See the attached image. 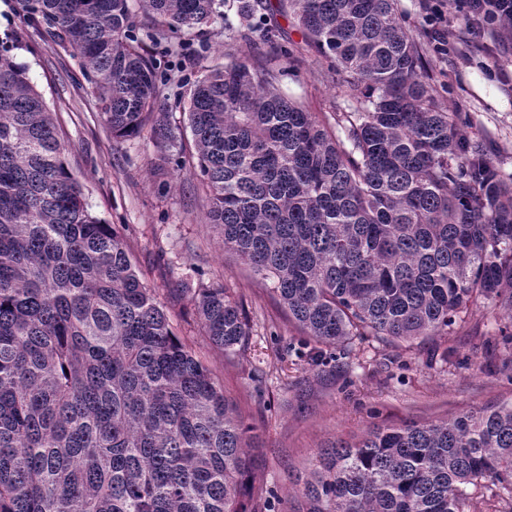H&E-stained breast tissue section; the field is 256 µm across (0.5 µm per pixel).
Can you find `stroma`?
Wrapping results in <instances>:
<instances>
[{"label": "stroma", "mask_w": 512, "mask_h": 512, "mask_svg": "<svg viewBox=\"0 0 512 512\" xmlns=\"http://www.w3.org/2000/svg\"><path fill=\"white\" fill-rule=\"evenodd\" d=\"M406 27L420 46L440 107L460 134L483 142L503 175H512V94L498 73L512 76V34L494 29V54L438 55L419 0H400ZM281 43L297 48L284 59L279 43L256 40L223 23L203 42L184 48V36L166 34L152 51L169 75L159 99L188 96L193 80L229 58L281 70L280 87L321 119L335 120L347 102L336 78L306 45L292 17L269 12ZM17 39L18 62L43 93L68 146L67 163L93 213L116 225L147 287L179 336L211 369L251 425L250 442L263 453L256 485L270 512H290L297 490L322 449L360 437L368 428L452 418L512 401V338L503 318L473 309L466 324L444 337H426L406 349L373 343L340 350L310 341L289 321L271 290L210 224V200L191 166L197 162L182 112L184 171L163 163L150 131L115 138L100 120V104L80 60L43 26L27 23L19 0H0V34ZM221 285L242 303L250 325L244 349L229 357L208 344L196 315V288Z\"/></svg>", "instance_id": "obj_1"}]
</instances>
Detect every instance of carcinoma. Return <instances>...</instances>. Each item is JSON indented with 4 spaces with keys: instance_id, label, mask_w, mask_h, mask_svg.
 <instances>
[{
    "instance_id": "obj_1",
    "label": "carcinoma",
    "mask_w": 512,
    "mask_h": 512,
    "mask_svg": "<svg viewBox=\"0 0 512 512\" xmlns=\"http://www.w3.org/2000/svg\"><path fill=\"white\" fill-rule=\"evenodd\" d=\"M81 59L114 137L151 125L164 76L134 8L163 32L216 19L272 41L265 0H22ZM349 102L329 126L233 58L184 109L209 219L315 342L446 336L472 306L512 322V176L436 102L398 0H284ZM0 41V512H266L259 449L175 333L124 238L92 214L53 113ZM225 354L250 328L222 287L193 296ZM512 498V403L376 426L319 453L292 512H471ZM474 506L481 512H512L511 499L492 496L491 492L485 489L476 492Z\"/></svg>"
}]
</instances>
